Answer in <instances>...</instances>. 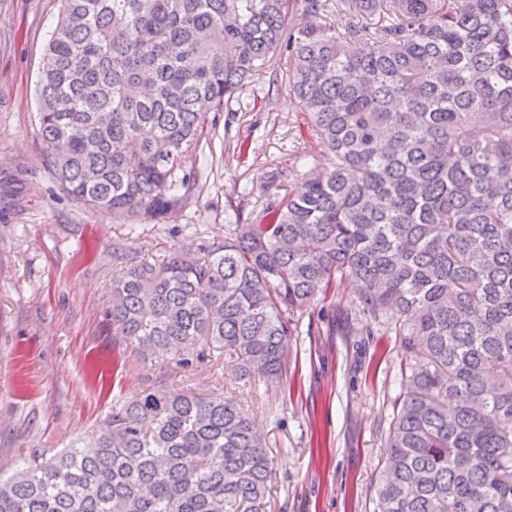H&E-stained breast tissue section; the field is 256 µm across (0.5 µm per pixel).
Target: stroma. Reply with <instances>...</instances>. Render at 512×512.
Masks as SVG:
<instances>
[{"label": "stroma", "instance_id": "1", "mask_svg": "<svg viewBox=\"0 0 512 512\" xmlns=\"http://www.w3.org/2000/svg\"><path fill=\"white\" fill-rule=\"evenodd\" d=\"M59 6L0 0V473L36 452L90 444L113 403L161 380L242 402L273 460L268 512H373L410 356L385 326L351 324L346 286L301 315L288 375L275 386L235 378L219 351L195 373L159 374L119 344L108 317L113 245L161 263L190 246L191 232L224 239L265 193L299 191L311 168L326 167L287 80L247 88L228 111L209 113L183 164L198 175L184 211L161 223L118 219L64 195L43 161L36 81ZM267 92L272 111L254 108ZM229 142L246 144L245 158Z\"/></svg>", "mask_w": 512, "mask_h": 512}]
</instances>
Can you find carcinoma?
<instances>
[{
    "label": "carcinoma",
    "mask_w": 512,
    "mask_h": 512,
    "mask_svg": "<svg viewBox=\"0 0 512 512\" xmlns=\"http://www.w3.org/2000/svg\"><path fill=\"white\" fill-rule=\"evenodd\" d=\"M59 2L37 120L66 195L182 212L207 113L279 49L328 156L222 241L157 267L112 248L123 341L162 374L225 348L277 384L297 315L345 283L426 359L393 400L374 512H512V0ZM273 476L237 400L159 382L112 404L94 450L0 475V512H266Z\"/></svg>",
    "instance_id": "carcinoma-1"
}]
</instances>
